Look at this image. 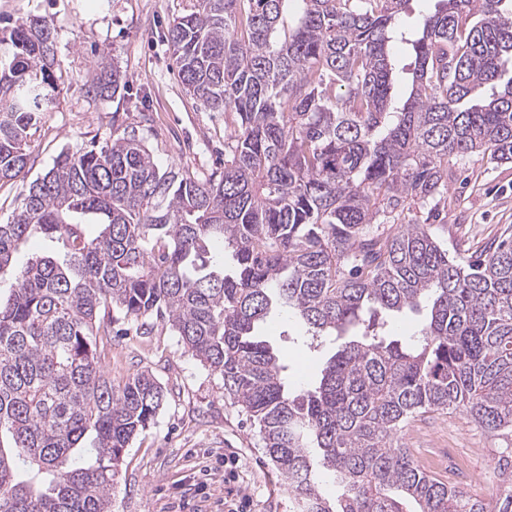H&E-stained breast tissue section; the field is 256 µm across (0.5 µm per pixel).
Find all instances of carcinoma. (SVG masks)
<instances>
[{
    "label": "carcinoma",
    "mask_w": 512,
    "mask_h": 512,
    "mask_svg": "<svg viewBox=\"0 0 512 512\" xmlns=\"http://www.w3.org/2000/svg\"><path fill=\"white\" fill-rule=\"evenodd\" d=\"M411 2L193 0L168 43L186 92L233 126L224 170H163L132 130L62 151L23 187L0 224V512H111L124 451L165 400L147 371L104 373L98 337L121 320L169 329L221 378L300 512H512V448L487 503L399 441L457 410L512 437V236L465 259L400 223L442 200L453 167L512 163V0H437L413 25ZM55 64L46 20L0 30V181L25 179ZM87 84L102 96L127 79L101 63ZM33 235L52 254L16 265ZM423 300L413 336L385 334ZM275 305L336 342L312 389L288 390L259 335Z\"/></svg>",
    "instance_id": "cac0c4a2"
}]
</instances>
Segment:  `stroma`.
Segmentation results:
<instances>
[{"instance_id": "stroma-1", "label": "stroma", "mask_w": 512, "mask_h": 512, "mask_svg": "<svg viewBox=\"0 0 512 512\" xmlns=\"http://www.w3.org/2000/svg\"><path fill=\"white\" fill-rule=\"evenodd\" d=\"M191 0H0L7 21L44 18L52 27L62 78L55 108L28 150L27 180L43 176L61 150L104 143L135 129L160 167L198 176L224 168V115L186 93L167 43L173 17ZM121 67L129 85L112 97L89 93L100 62ZM434 235L449 255L479 253L512 233V165L471 161L456 169ZM261 334L288 367L293 388L312 387L334 351L311 344L295 318L273 308ZM113 384L148 371L166 398L153 424L127 448L112 512H296L294 498L222 380L185 352L178 336L129 331L104 344ZM400 439L427 472L461 485L467 469L490 466L503 438L464 413H427Z\"/></svg>"}]
</instances>
